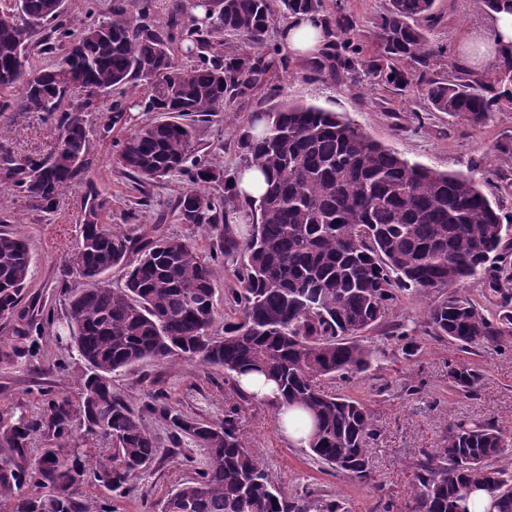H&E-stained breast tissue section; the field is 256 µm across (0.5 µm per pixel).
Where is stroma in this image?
I'll return each mask as SVG.
<instances>
[{"instance_id": "35a3bbf8", "label": "stroma", "mask_w": 512, "mask_h": 512, "mask_svg": "<svg viewBox=\"0 0 512 512\" xmlns=\"http://www.w3.org/2000/svg\"><path fill=\"white\" fill-rule=\"evenodd\" d=\"M386 7L387 0L324 2L327 15L340 11L356 21L353 41L371 61L377 56L376 26ZM434 15L428 32L432 51L428 75L448 79L462 67L460 39L466 31L481 26L484 11L480 0H436ZM310 63L307 57H291L288 72L272 74L269 86L234 100L227 115L200 124L195 156L215 163L225 173L239 171L243 163L237 140L252 113L284 102L313 104L342 113L409 161L439 171L472 173L484 193L512 213V157L498 149L501 142L512 139V103L502 104L486 124L471 127L433 111L421 92H401L381 85L373 76L355 79L343 71L332 78H314L309 73ZM152 118V113L135 108L111 127L107 112L85 113L91 142L89 180L60 185L52 211L19 205L12 185L0 181V214L15 218L33 254L31 280L20 304L23 315L50 308L56 316H63L69 291L79 288V280L63 278L61 270L81 245L93 189L112 203L106 223L133 239L190 237L202 254L220 251L223 224L197 228L177 218L175 202L188 185L182 173H173L160 182L142 183L113 163L116 141L131 126ZM0 127L5 130L0 146L14 157H45L57 147L53 125L45 113H0ZM474 160L480 164L476 172L469 169ZM445 295L442 289L400 294L389 316L365 333V343L374 350L370 370L323 383L327 391L359 399L371 411L379 431L371 450L375 478L371 486L320 470L304 447L283 436L272 407L241 398L225 383L221 372L184 360L149 362L118 373L112 389L136 408L146 393L161 391L181 411L210 421L223 419L225 411L238 407L242 440L285 491L293 494L307 487L314 489L338 500L341 512H382L387 499L404 512L414 498V465L438 452L450 423L461 419L488 421L512 434V336L480 342L466 352L455 342L433 336L427 313ZM22 317L0 319V333L8 334L22 326ZM401 322L407 324L416 341L409 355L389 339L395 324ZM39 344L40 352L30 363L0 367V412L38 415L44 389L77 396L81 362L70 361L62 372L54 369L53 363L63 351L54 340L53 330H46ZM463 361L479 374L474 391L468 394L458 391L448 377L449 365ZM143 422L159 440L161 452L136 479L135 493L121 497L91 483L83 490L86 499L111 505L116 512H160L167 496L203 466L206 454L202 448L186 438L172 443L168 427L153 417H144Z\"/></svg>"}]
</instances>
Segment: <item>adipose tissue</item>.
<instances>
[{
    "mask_svg": "<svg viewBox=\"0 0 512 512\" xmlns=\"http://www.w3.org/2000/svg\"><path fill=\"white\" fill-rule=\"evenodd\" d=\"M280 39L294 55L317 54L324 44L319 21L307 14L292 17L281 29ZM460 44L462 62L475 69L512 57V10L488 13L482 26L463 36Z\"/></svg>",
    "mask_w": 512,
    "mask_h": 512,
    "instance_id": "adipose-tissue-1",
    "label": "adipose tissue"
}]
</instances>
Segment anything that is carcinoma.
Masks as SVG:
<instances>
[{"label":"carcinoma","instance_id":"carcinoma-1","mask_svg":"<svg viewBox=\"0 0 512 512\" xmlns=\"http://www.w3.org/2000/svg\"><path fill=\"white\" fill-rule=\"evenodd\" d=\"M435 0H388L380 16L378 56L372 66L348 37L353 21L324 14L323 0H213L199 8L202 21L175 4L164 24L152 22L160 0H117L112 20L69 24L65 0H9L0 6V113L45 112L54 118L58 148L49 157L22 161L0 154V179L12 183L24 206L49 209L57 187L88 172L90 140L82 114L109 106L120 121L125 106L106 104L113 90L147 87L143 111L165 118L144 123L122 141L115 163L144 180H160L184 169L204 120L256 86L288 69L275 46L262 53L278 17L299 13L320 17L328 40L315 61L316 75L336 69L369 75L400 89L417 82L432 109L458 123L483 125L500 102H512V60L492 80L472 72L452 79H424L393 65L430 57L427 30ZM49 28L40 52L51 64L35 67V36ZM230 33L250 45L244 52L215 53V39ZM193 59L185 66L179 57ZM78 83L74 96L69 87ZM243 169L266 176V189L251 206L250 233L230 227L237 220L239 177L216 165L197 163L188 171L192 186L178 197L183 224L224 222V258L239 262V287L230 292L235 310L224 333L213 330V267L184 238L159 237L144 244L101 222L111 201L94 191L88 199L82 244L63 267L84 287L68 296L64 330L57 343L81 360L87 372L77 398L46 392L40 415L28 420L0 413V512H112L81 500L93 480L111 491L129 492L134 480L160 452L143 424L148 412L181 437L205 450V467L167 499L164 512H340V505L311 491L291 495L237 434V409L220 422L173 406L159 393L132 408L112 391V375L151 360L177 359L224 371L236 382L259 373L275 381L280 399L310 418L306 448L312 461L336 475L372 480L370 447L376 440L368 406L328 394L321 381L368 371L373 351L363 333L384 321L397 293L446 288L448 295L428 313L433 333L460 348L482 339L512 336V265L503 258L512 245V216L493 204L476 181L412 163L373 140L339 113L315 105L287 104L256 113L240 133ZM224 182V199L199 188ZM138 253L125 286L107 281L113 267ZM32 255L19 231L0 232V319L12 318L28 287ZM482 279L484 295L495 299L485 313L457 286ZM54 315L30 318L8 339L0 337V366L27 362L37 352L43 325ZM455 387L470 393L478 374L470 365L450 367ZM108 439L111 452L90 462L77 446V430ZM42 439L38 457H28L31 438ZM512 438L492 423L459 420L448 427L443 448L414 471L410 512H468L469 495L484 491L493 512H512V470L496 461Z\"/></svg>","mask_w":512,"mask_h":512}]
</instances>
